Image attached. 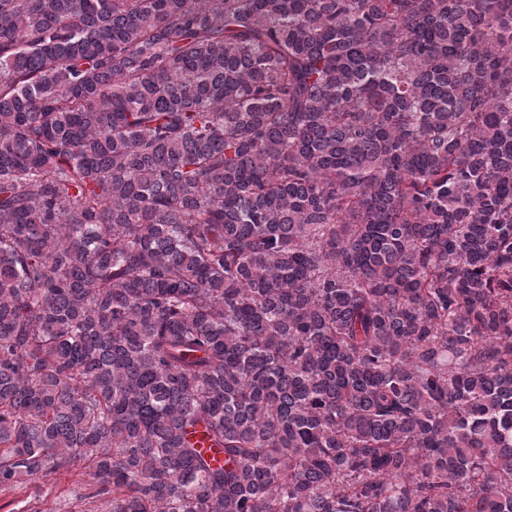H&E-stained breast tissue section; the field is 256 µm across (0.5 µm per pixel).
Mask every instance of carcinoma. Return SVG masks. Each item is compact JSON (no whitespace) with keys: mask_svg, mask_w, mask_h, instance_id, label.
I'll return each mask as SVG.
<instances>
[{"mask_svg":"<svg viewBox=\"0 0 512 512\" xmlns=\"http://www.w3.org/2000/svg\"><path fill=\"white\" fill-rule=\"evenodd\" d=\"M512 512V0H0V488Z\"/></svg>","mask_w":512,"mask_h":512,"instance_id":"carcinoma-1","label":"carcinoma"}]
</instances>
